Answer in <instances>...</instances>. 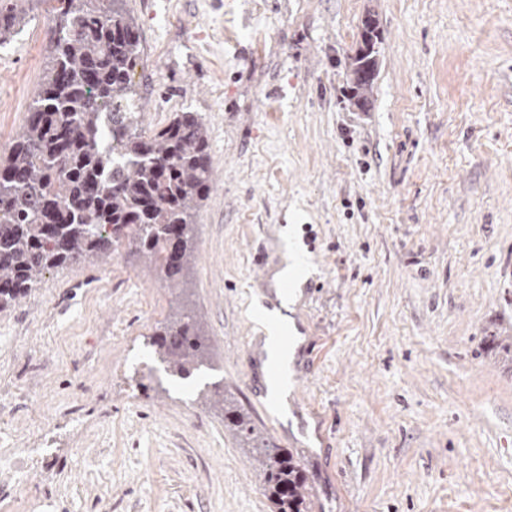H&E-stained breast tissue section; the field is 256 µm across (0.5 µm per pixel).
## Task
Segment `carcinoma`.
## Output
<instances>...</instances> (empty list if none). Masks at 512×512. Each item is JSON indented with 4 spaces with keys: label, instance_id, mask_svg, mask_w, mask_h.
Here are the masks:
<instances>
[{
    "label": "carcinoma",
    "instance_id": "1",
    "mask_svg": "<svg viewBox=\"0 0 512 512\" xmlns=\"http://www.w3.org/2000/svg\"><path fill=\"white\" fill-rule=\"evenodd\" d=\"M27 0L0 11V42ZM53 62L20 134L0 156V310L44 271L105 259L127 240L178 283L191 261L195 214L210 190L208 131L194 112L143 126L132 89L140 37L124 0H56ZM170 371L205 353L197 322L175 319L155 342ZM256 462L278 512H309L307 477L291 453Z\"/></svg>",
    "mask_w": 512,
    "mask_h": 512
}]
</instances>
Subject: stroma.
Returning a JSON list of instances; mask_svg holds the SVG:
<instances>
[{"mask_svg":"<svg viewBox=\"0 0 512 512\" xmlns=\"http://www.w3.org/2000/svg\"><path fill=\"white\" fill-rule=\"evenodd\" d=\"M124 8L144 124L196 113L212 191L178 287L124 243L0 311V512H276L262 446L298 458L310 512H512V0ZM55 37L30 0L0 43V154ZM280 290L298 348L278 399L260 314ZM183 314L207 347L185 378L153 346ZM360 46L363 47L365 50H367L366 52H368L372 48L370 44L368 45V47H366L364 45L363 41H361ZM359 47L355 54L362 55V54L366 53L365 51L359 50ZM350 66L357 67L358 70H361V71L369 70V71H371V73L373 75V78L370 81L354 83L357 80L358 76H362V74L361 73H352V78L354 80L353 89H354L355 97L359 98L358 101H360V100L365 101V100H367V95L373 86L374 79L376 77L377 70H378V62L376 61V58H375V51H373L372 53L368 52L361 57H357V56L353 57V61L350 62Z\"/></svg>","mask_w":512,"mask_h":512,"instance_id":"35a3bbf8","label":"stroma"}]
</instances>
